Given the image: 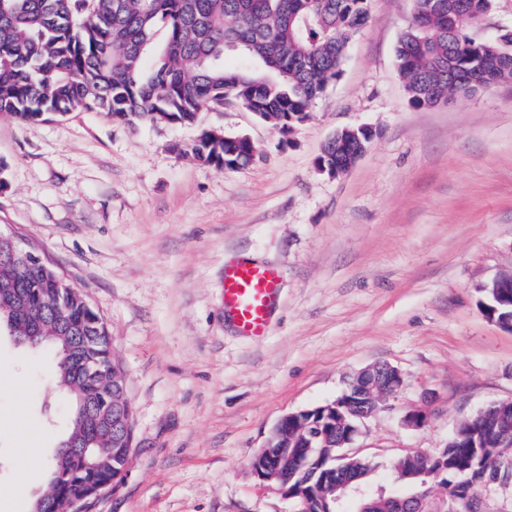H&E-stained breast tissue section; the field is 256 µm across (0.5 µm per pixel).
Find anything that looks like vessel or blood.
<instances>
[{"label":"vessel or blood","mask_w":512,"mask_h":512,"mask_svg":"<svg viewBox=\"0 0 512 512\" xmlns=\"http://www.w3.org/2000/svg\"><path fill=\"white\" fill-rule=\"evenodd\" d=\"M279 294V273L274 267L247 258L225 265L224 317L239 336L254 342L266 338Z\"/></svg>","instance_id":"obj_1"}]
</instances>
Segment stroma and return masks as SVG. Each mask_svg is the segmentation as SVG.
I'll list each match as a JSON object with an SVG mask.
<instances>
[{
    "label": "stroma",
    "instance_id": "1",
    "mask_svg": "<svg viewBox=\"0 0 512 512\" xmlns=\"http://www.w3.org/2000/svg\"><path fill=\"white\" fill-rule=\"evenodd\" d=\"M412 15V0H368L340 77L286 138L236 102L186 126L0 116V232L105 318L134 407L126 478L93 512H292L253 456L283 416L336 399L375 362L404 385L348 452L381 471L512 400V331L483 309L512 275V80L413 106L396 57ZM360 125L375 132L367 153L319 173L326 141ZM210 129L249 135L255 161H195ZM241 255L281 274L260 343L224 321V264ZM55 366L0 336V512H30L46 488L47 467L22 485L16 472L26 448L52 458L65 434ZM424 405L426 424L405 428Z\"/></svg>",
    "mask_w": 512,
    "mask_h": 512
}]
</instances>
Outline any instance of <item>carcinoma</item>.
Wrapping results in <instances>:
<instances>
[{"label": "carcinoma", "instance_id": "carcinoma-1", "mask_svg": "<svg viewBox=\"0 0 512 512\" xmlns=\"http://www.w3.org/2000/svg\"><path fill=\"white\" fill-rule=\"evenodd\" d=\"M456 11L448 12V2ZM366 0H0V114L24 123L47 121L70 112H105L127 124L191 125L198 112L214 104L252 103L253 111L274 125L295 127L308 118L312 100L340 75V65L355 35L365 25ZM490 0H414L410 36L398 42V71L411 102L433 107L442 99L470 94L471 79L488 87L512 79L499 66L512 53L495 40L476 41L469 29L488 16ZM155 53L151 68L144 59ZM229 55L237 58L226 65ZM189 153L198 162L224 167V140L203 135ZM21 262L0 259V326L30 348H48L57 356L53 385L70 400L69 424L51 462L49 512H70L72 496L97 485L122 484L119 470L128 466L133 436L118 443L99 436L89 416L92 396L134 410L113 376L118 362L103 316L76 288L67 287L68 332L51 319L57 293L48 268L40 283L27 282ZM30 298L17 313L16 288ZM485 311L498 318L512 313V297L486 290ZM344 418L345 431L355 425L342 407L307 416L322 428ZM489 417L505 445L486 446L471 427L448 438L443 463L426 481L448 485V494L470 486L480 490L512 484V401L490 407ZM288 436L303 452L289 463L295 479L318 483L325 471L363 486L376 483L375 466L359 457H337L336 441L327 444L315 429L288 424ZM419 459L400 456L387 480L403 496L420 481ZM305 512H351L311 496Z\"/></svg>", "mask_w": 512, "mask_h": 512}]
</instances>
